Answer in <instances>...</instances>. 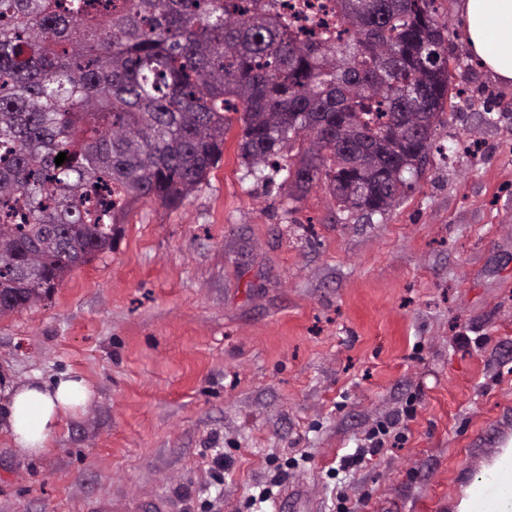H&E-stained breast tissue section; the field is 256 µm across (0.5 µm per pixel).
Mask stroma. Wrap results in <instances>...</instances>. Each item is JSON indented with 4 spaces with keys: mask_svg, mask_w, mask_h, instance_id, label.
<instances>
[{
    "mask_svg": "<svg viewBox=\"0 0 512 512\" xmlns=\"http://www.w3.org/2000/svg\"><path fill=\"white\" fill-rule=\"evenodd\" d=\"M448 25L452 93L421 178L373 220L327 184L246 173L240 125L176 208L132 206L111 251L0 317V388L85 378L48 449L0 434V512H455L512 449V83ZM412 418H403L404 410ZM403 444L351 472L379 423ZM100 510L107 511H96V512H167L163 507V502L158 499H128L123 504H118L112 500V505H105L97 508Z\"/></svg>",
    "mask_w": 512,
    "mask_h": 512,
    "instance_id": "stroma-1",
    "label": "stroma"
}]
</instances>
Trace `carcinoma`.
<instances>
[{
  "mask_svg": "<svg viewBox=\"0 0 512 512\" xmlns=\"http://www.w3.org/2000/svg\"><path fill=\"white\" fill-rule=\"evenodd\" d=\"M0 0V316L112 250L131 205L178 207L224 153L372 218L423 172L451 85L433 0ZM66 153L62 165L55 163ZM331 0H287L290 6L291 12L302 21L305 16L315 15L316 17L324 20L331 26L336 28V14L330 10L325 9L323 6H329L332 4ZM340 26V25H339Z\"/></svg>",
  "mask_w": 512,
  "mask_h": 512,
  "instance_id": "obj_1",
  "label": "carcinoma"
}]
</instances>
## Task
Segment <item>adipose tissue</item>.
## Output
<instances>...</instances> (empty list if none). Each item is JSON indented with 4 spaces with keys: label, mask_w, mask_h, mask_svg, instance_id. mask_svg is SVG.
Returning <instances> with one entry per match:
<instances>
[{
    "label": "adipose tissue",
    "mask_w": 512,
    "mask_h": 512,
    "mask_svg": "<svg viewBox=\"0 0 512 512\" xmlns=\"http://www.w3.org/2000/svg\"><path fill=\"white\" fill-rule=\"evenodd\" d=\"M467 18L466 42L473 55L499 80L512 82V0H461ZM93 394L87 381L63 374L53 384L40 377L5 389L0 431L15 451L31 457L45 451L63 414L76 411Z\"/></svg>",
    "instance_id": "obj_1"
}]
</instances>
